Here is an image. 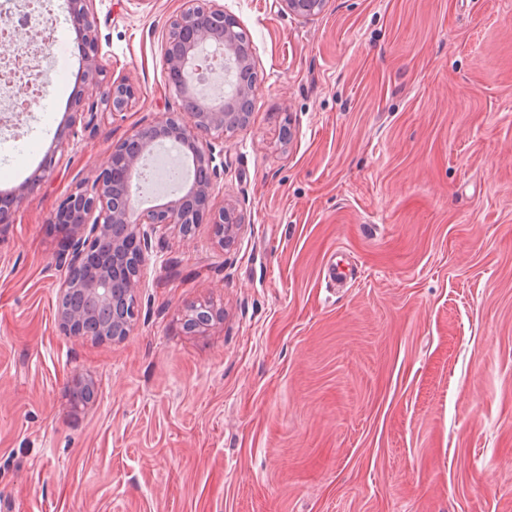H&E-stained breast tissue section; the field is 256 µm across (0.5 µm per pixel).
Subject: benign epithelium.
<instances>
[{
	"label": "benign epithelium",
	"instance_id": "benign-epithelium-1",
	"mask_svg": "<svg viewBox=\"0 0 512 512\" xmlns=\"http://www.w3.org/2000/svg\"><path fill=\"white\" fill-rule=\"evenodd\" d=\"M94 0H69L70 17L84 64L85 93L99 97L104 111L118 116L136 100V88L125 78L105 79L100 61V37L93 12ZM282 11L310 20L319 14L325 0H279ZM238 23L216 0H183L182 9L171 18L163 48V65L169 86L181 98L192 121L180 114L135 128L112 147L107 166L93 176L91 187L67 195L50 223L61 234L66 249L56 255L65 269L57 298V319L62 330L72 335L100 339H122L137 320V292L152 236L171 224L183 230L207 222L214 226L218 244L231 249L242 227L239 211L215 208L212 176L215 156L202 134L224 136L245 128L255 106L256 63L251 47H240ZM211 47L224 56V74L234 78L232 94L226 100L200 108L198 84L193 78L199 54ZM83 98L74 99L66 129L58 143L76 138L87 129ZM159 139L177 141L197 170V178L185 185L182 196L165 204L141 209L129 204L125 180L139 169L142 158ZM54 166L43 162L10 197V207L0 208V235L10 224L12 206L49 180ZM96 394L95 383L76 380L71 389L74 405L89 403Z\"/></svg>",
	"mask_w": 512,
	"mask_h": 512
}]
</instances>
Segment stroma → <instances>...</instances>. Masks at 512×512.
Returning <instances> with one entry per match:
<instances>
[{
  "label": "stroma",
  "mask_w": 512,
  "mask_h": 512,
  "mask_svg": "<svg viewBox=\"0 0 512 512\" xmlns=\"http://www.w3.org/2000/svg\"><path fill=\"white\" fill-rule=\"evenodd\" d=\"M218 2L260 75L248 126L212 141L215 204L245 223L229 250L159 230L133 331L101 340L58 324L50 219L181 111L182 0H95L106 75L138 97L58 150L81 60L57 0L49 94L0 147V191L58 161L0 237V512H512V0ZM194 306L214 318L192 331ZM325 2V0H279L282 11L305 20L319 14Z\"/></svg>",
  "instance_id": "1"
}]
</instances>
